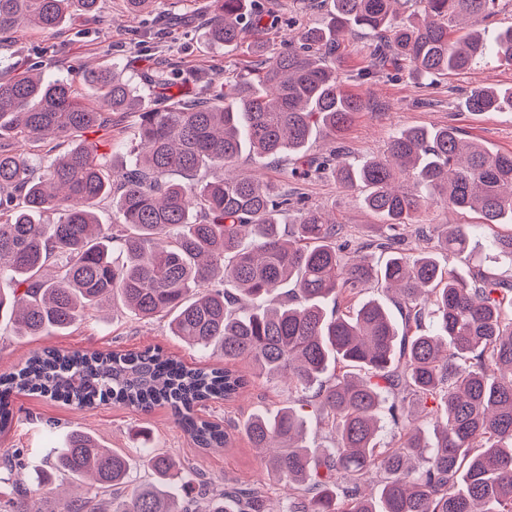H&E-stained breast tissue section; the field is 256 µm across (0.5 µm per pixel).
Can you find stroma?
<instances>
[{"instance_id":"obj_1","label":"stroma","mask_w":512,"mask_h":512,"mask_svg":"<svg viewBox=\"0 0 512 512\" xmlns=\"http://www.w3.org/2000/svg\"><path fill=\"white\" fill-rule=\"evenodd\" d=\"M268 25L270 51L287 48L298 32L323 22L325 5L312 6L307 0H258ZM211 0H158L155 11L133 18L123 9L122 0H102L100 18L77 22L56 36L25 28L13 34L0 49V62L28 66L42 50H50L55 60L52 72L58 77H77L78 71L103 62L118 63L133 82L147 83L158 63L169 62L184 71L191 85L203 84L231 70L247 65L251 57L245 45L216 47L204 36L211 16ZM368 41L359 36L345 43L339 77L344 91L366 99L367 106L340 135L317 130L308 149L319 158L338 149L351 156L368 158L383 154L390 135L410 126L457 128L464 138L478 141L493 152H512V112H469L463 99L478 86L512 88V65L484 61L464 74L427 84L414 80L409 66L389 68L385 73L365 78ZM292 186L309 206L335 215L352 234L353 247L368 240L367 227L376 216L364 208L357 192L344 188L331 171L293 181ZM472 251L454 258L439 256L440 264H451L460 275L481 266L512 277V263L494 261L488 236L477 233ZM158 346L185 362L200 359L166 322L140 320L117 305L90 310L86 319L51 336L21 338L7 322H0V373L11 371L36 349L136 351ZM284 394L278 383H249L231 403L211 402L202 407V416L214 420H244L257 411H273ZM13 424L0 434V457L16 450L28 453L30 472H41L50 464L49 444L44 428L54 424L58 433L74 427L95 432L109 447L137 457L143 443L140 430L150 431L153 445L181 461L191 463L208 478L229 485L262 478V458L247 440L239 439L220 452L205 453L183 434L166 408L145 415L123 406L101 405L80 410L47 397L17 394L12 398Z\"/></svg>"}]
</instances>
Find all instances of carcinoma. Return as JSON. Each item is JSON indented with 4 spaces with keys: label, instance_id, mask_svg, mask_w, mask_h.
Wrapping results in <instances>:
<instances>
[{
    "label": "carcinoma",
    "instance_id": "obj_1",
    "mask_svg": "<svg viewBox=\"0 0 512 512\" xmlns=\"http://www.w3.org/2000/svg\"><path fill=\"white\" fill-rule=\"evenodd\" d=\"M128 15L156 0H123ZM205 33L215 45L252 36L253 63L206 92L186 94L173 72L150 82L151 107L117 66L84 68L79 80L45 75L48 60L0 70V314L17 336L67 330L108 299L143 320L168 319L171 333L224 367L189 366L148 347L123 351H34L0 375V433L10 398L28 392L80 408L112 402L171 411L203 452L238 435L264 449L269 481L288 486L278 512H512V280L484 269L459 276L433 254L405 251L403 231L431 205L478 212L491 248L512 262V153H491L453 127H408L384 155L340 160L336 180L361 192L380 218L371 224L385 261L353 260L342 225L274 184L240 176L247 153L271 162L304 160L315 126L341 133L366 100L342 90V42L364 35L373 76L406 62L420 80L458 75L492 58L512 65V25L491 42L469 21L499 14L503 0H330L328 20L298 43L268 54L264 16L250 0H212ZM100 0H0V47L27 26L56 34L99 17ZM472 112L512 110V89L477 87ZM139 114L127 155L86 133L112 130V115ZM71 143L50 160L13 144ZM112 201L115 221L96 206ZM474 224L444 229L448 256L467 252ZM372 284L377 295L353 303ZM404 322L398 330L391 308ZM246 361L249 375L236 364ZM280 378L287 397L275 415L244 425L199 417L195 407L233 401L248 378ZM327 426L330 448L305 440L307 419ZM397 432L383 446L384 421ZM60 481L77 494L56 512H267L257 483L227 492L168 453L142 449L151 479L129 483L131 459L91 432H67L52 449ZM11 486L0 512H44L53 492L29 482L25 455L0 459Z\"/></svg>",
    "mask_w": 512,
    "mask_h": 512
}]
</instances>
